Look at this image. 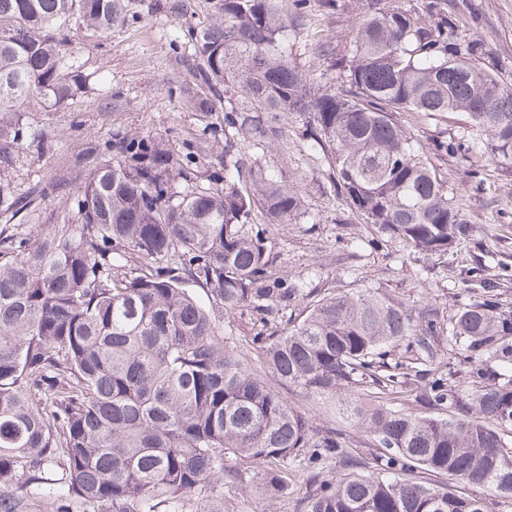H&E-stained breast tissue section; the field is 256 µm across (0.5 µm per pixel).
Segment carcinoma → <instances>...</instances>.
I'll return each mask as SVG.
<instances>
[{
  "instance_id": "carcinoma-1",
  "label": "carcinoma",
  "mask_w": 512,
  "mask_h": 512,
  "mask_svg": "<svg viewBox=\"0 0 512 512\" xmlns=\"http://www.w3.org/2000/svg\"><path fill=\"white\" fill-rule=\"evenodd\" d=\"M361 2L351 48H318L336 71L322 89L288 60L308 0H209L207 22L171 43L192 50L197 110L238 101L224 114L234 133L218 169L202 174L160 136L116 131L74 156V177L41 191L72 201L43 218L4 179L30 105L63 108L88 92L78 29L104 39L140 15L129 0H0V216L39 221L30 237L0 230V485L10 487L0 512L45 501L56 512H224V485L251 472L271 500L311 485L301 512L512 509V304L399 120L462 112L472 143L512 163V83L493 62L473 65L482 45L458 40L448 0ZM290 112L308 117L310 147L328 153L336 193L367 223L426 255L472 245L469 302L448 319V349L432 345L436 309L415 313L370 290L325 295L287 331L269 327L304 292L277 275L249 226L258 212L293 223L304 198L245 170L242 148L275 136ZM243 308L259 323L249 344L259 364L313 400L341 403L371 436L368 473L337 475L354 461L352 442L312 425L226 349L224 320ZM411 399L433 411H406ZM432 473L488 496L438 488Z\"/></svg>"
}]
</instances>
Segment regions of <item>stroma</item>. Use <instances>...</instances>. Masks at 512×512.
Wrapping results in <instances>:
<instances>
[{
  "instance_id": "stroma-1",
  "label": "stroma",
  "mask_w": 512,
  "mask_h": 512,
  "mask_svg": "<svg viewBox=\"0 0 512 512\" xmlns=\"http://www.w3.org/2000/svg\"><path fill=\"white\" fill-rule=\"evenodd\" d=\"M186 14L154 13L135 26L113 31L110 38L86 37L78 61L97 79L94 93L68 108L33 106L29 127L36 142L19 153L8 179L20 193L69 173L74 153L112 132L141 131L169 138L180 152L215 159L224 147V115L194 111L185 94L191 88L192 59L173 52L167 34L175 25L206 19L207 0H185ZM336 12L309 0L306 27L288 37V59L316 79L320 87L335 83L316 47L331 44L337 53L351 47L360 17L359 0H341ZM460 39L482 43L486 59L505 64L512 81V0H453ZM401 121L445 182L475 239L495 253L491 277L501 279L512 302V167L493 155L467 146L455 153L437 150L441 141L461 137L467 118L459 112L429 120L412 112ZM271 142L247 145L246 165L269 171L285 185L299 188L305 207L295 223L269 224L256 217L266 246L283 278L318 299L333 292L378 290L412 308L431 305L448 320L464 301L465 281L473 264L468 244L448 254L424 256L367 224L333 190L336 172L327 157L309 148L304 115L279 122ZM268 386L287 397L316 426H330L353 442L359 464L371 461L375 447L334 407L310 400L265 374ZM224 512H295L293 501H266L255 486L224 490Z\"/></svg>"
}]
</instances>
